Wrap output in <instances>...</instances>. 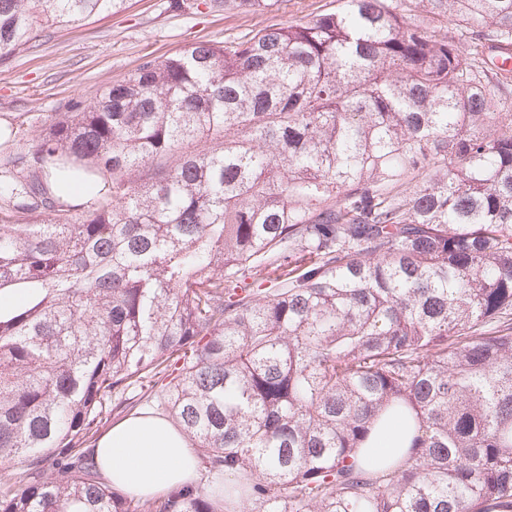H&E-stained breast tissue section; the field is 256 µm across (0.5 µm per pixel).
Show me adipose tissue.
Masks as SVG:
<instances>
[{
    "instance_id": "1",
    "label": "adipose tissue",
    "mask_w": 512,
    "mask_h": 512,
    "mask_svg": "<svg viewBox=\"0 0 512 512\" xmlns=\"http://www.w3.org/2000/svg\"><path fill=\"white\" fill-rule=\"evenodd\" d=\"M409 429L390 423L367 448L360 462L403 453ZM101 477L112 488L137 498L165 494L195 482L199 459L189 441L168 419L151 414L127 417L104 433L93 450Z\"/></svg>"
}]
</instances>
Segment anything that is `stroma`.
<instances>
[{
    "label": "stroma",
    "instance_id": "obj_1",
    "mask_svg": "<svg viewBox=\"0 0 512 512\" xmlns=\"http://www.w3.org/2000/svg\"><path fill=\"white\" fill-rule=\"evenodd\" d=\"M337 0H279L267 13L220 7L174 11L169 0H131L126 12L69 28L37 31L29 44L0 61V119L12 132L5 151H21L53 113L91 101L123 79L144 57H161L193 42H221L252 31L335 11Z\"/></svg>",
    "mask_w": 512,
    "mask_h": 512
}]
</instances>
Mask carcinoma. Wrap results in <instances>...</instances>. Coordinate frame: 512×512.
Here are the masks:
<instances>
[{
    "label": "carcinoma",
    "instance_id": "obj_1",
    "mask_svg": "<svg viewBox=\"0 0 512 512\" xmlns=\"http://www.w3.org/2000/svg\"><path fill=\"white\" fill-rule=\"evenodd\" d=\"M129 6L0 0V60ZM509 48L512 0H342L148 58L1 157L0 512H512ZM65 162L101 184L77 224ZM139 404L224 497L101 481ZM394 418L409 452L362 466Z\"/></svg>",
    "mask_w": 512,
    "mask_h": 512
}]
</instances>
